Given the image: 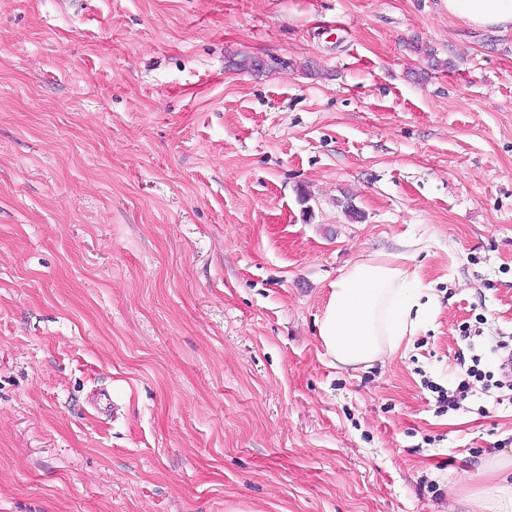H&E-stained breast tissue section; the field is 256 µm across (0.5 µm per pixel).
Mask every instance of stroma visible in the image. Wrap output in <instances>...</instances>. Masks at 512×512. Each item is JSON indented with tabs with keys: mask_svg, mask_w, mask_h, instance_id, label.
I'll return each instance as SVG.
<instances>
[{
	"mask_svg": "<svg viewBox=\"0 0 512 512\" xmlns=\"http://www.w3.org/2000/svg\"><path fill=\"white\" fill-rule=\"evenodd\" d=\"M71 2L0 0V512H472L512 402L430 386L512 339V34ZM406 248L429 318L336 364L332 284Z\"/></svg>",
	"mask_w": 512,
	"mask_h": 512,
	"instance_id": "stroma-1",
	"label": "stroma"
}]
</instances>
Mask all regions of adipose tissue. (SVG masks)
I'll return each instance as SVG.
<instances>
[{
  "mask_svg": "<svg viewBox=\"0 0 512 512\" xmlns=\"http://www.w3.org/2000/svg\"><path fill=\"white\" fill-rule=\"evenodd\" d=\"M448 13L479 28L512 33V0H445ZM398 260L356 262L333 284L318 336L326 353L344 367L369 365L394 355L428 314L424 292L406 293L415 275Z\"/></svg>",
  "mask_w": 512,
  "mask_h": 512,
  "instance_id": "ef3b65f1",
  "label": "adipose tissue"
}]
</instances>
